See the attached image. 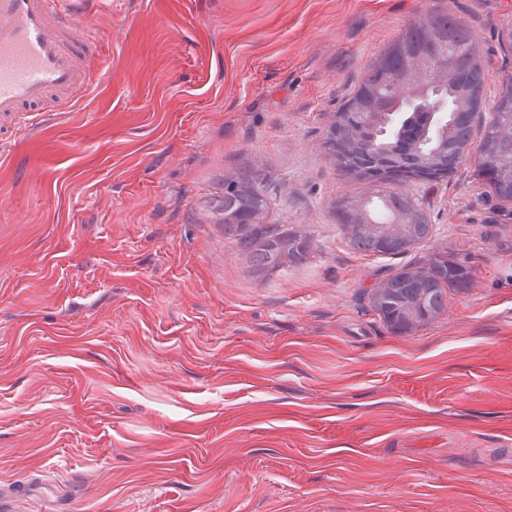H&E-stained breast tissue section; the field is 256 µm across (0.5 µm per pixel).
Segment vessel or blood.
<instances>
[{
    "label": "vessel or blood",
    "instance_id": "obj_1",
    "mask_svg": "<svg viewBox=\"0 0 512 512\" xmlns=\"http://www.w3.org/2000/svg\"><path fill=\"white\" fill-rule=\"evenodd\" d=\"M84 2L0 0V120L25 127L91 88L98 44L82 30Z\"/></svg>",
    "mask_w": 512,
    "mask_h": 512
}]
</instances>
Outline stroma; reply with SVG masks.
<instances>
[{
  "label": "stroma",
  "mask_w": 512,
  "mask_h": 512,
  "mask_svg": "<svg viewBox=\"0 0 512 512\" xmlns=\"http://www.w3.org/2000/svg\"><path fill=\"white\" fill-rule=\"evenodd\" d=\"M478 37L493 99L512 0H107V78L0 129V512H512V202L465 163L401 254L350 245L324 141L429 11ZM267 174L307 258L253 272L216 207ZM470 288L396 332L378 285L437 254ZM60 486L35 500L15 488Z\"/></svg>",
  "instance_id": "stroma-1"
}]
</instances>
